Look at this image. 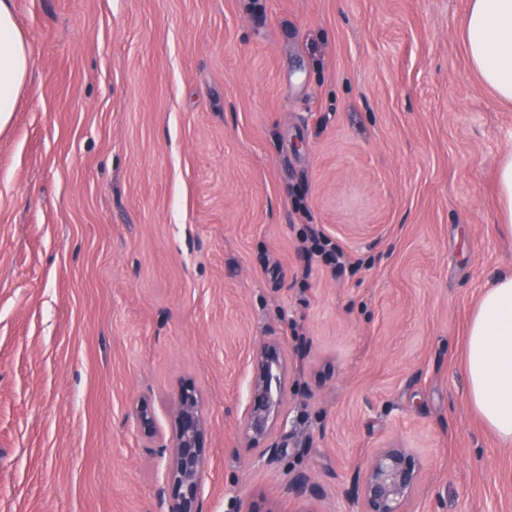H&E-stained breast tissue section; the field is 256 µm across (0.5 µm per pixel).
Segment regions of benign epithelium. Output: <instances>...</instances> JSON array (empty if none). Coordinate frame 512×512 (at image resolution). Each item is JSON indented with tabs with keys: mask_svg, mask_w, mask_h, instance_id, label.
<instances>
[{
	"mask_svg": "<svg viewBox=\"0 0 512 512\" xmlns=\"http://www.w3.org/2000/svg\"><path fill=\"white\" fill-rule=\"evenodd\" d=\"M249 403L244 412L243 435L269 465L288 453V436L274 435L282 415L288 357L276 339L263 343L253 355ZM141 438L159 457L167 458L164 486L168 512H201L202 483L206 470L208 423L201 394L192 386L179 389L171 417L170 436L159 429L149 399L135 406ZM421 467L409 448H384L376 452L363 473L355 476L352 496L358 512H408L418 490ZM287 492L296 497L318 495L316 485L304 475L289 482Z\"/></svg>",
	"mask_w": 512,
	"mask_h": 512,
	"instance_id": "benign-epithelium-1",
	"label": "benign epithelium"
}]
</instances>
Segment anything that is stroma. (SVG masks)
Here are the masks:
<instances>
[{"label":"stroma","instance_id":"obj_1","mask_svg":"<svg viewBox=\"0 0 512 512\" xmlns=\"http://www.w3.org/2000/svg\"><path fill=\"white\" fill-rule=\"evenodd\" d=\"M468 4L13 0L33 77L0 130V512H162L132 405L168 429L184 383L202 512H357L351 477L389 447L422 464L410 512H512V445L464 372L512 273V103L463 51ZM272 337L275 465L242 431ZM298 473L318 496L287 493ZM497 186L501 202L498 215L499 224L506 226L512 233V152L504 155L497 169Z\"/></svg>","mask_w":512,"mask_h":512}]
</instances>
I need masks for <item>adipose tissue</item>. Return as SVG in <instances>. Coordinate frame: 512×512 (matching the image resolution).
I'll use <instances>...</instances> for the list:
<instances>
[{"mask_svg":"<svg viewBox=\"0 0 512 512\" xmlns=\"http://www.w3.org/2000/svg\"><path fill=\"white\" fill-rule=\"evenodd\" d=\"M462 36L482 83L512 102V0H470ZM30 78L29 45L13 0H0V129ZM464 368L470 405L501 442L512 444V274L483 290L466 330Z\"/></svg>","mask_w":512,"mask_h":512,"instance_id":"1","label":"adipose tissue"}]
</instances>
